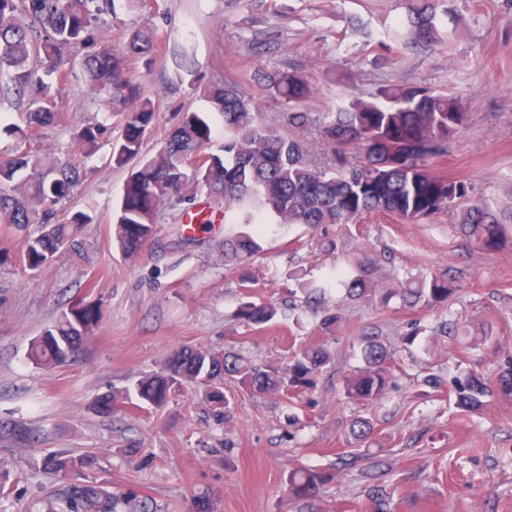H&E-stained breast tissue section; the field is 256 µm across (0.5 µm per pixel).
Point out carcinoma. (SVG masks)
Returning <instances> with one entry per match:
<instances>
[{"mask_svg":"<svg viewBox=\"0 0 512 512\" xmlns=\"http://www.w3.org/2000/svg\"><path fill=\"white\" fill-rule=\"evenodd\" d=\"M445 0H406L404 18L390 34L407 44L430 48L441 43V25L448 17ZM112 0H0V99L15 97L26 103L25 126L8 124L0 130L17 136L25 148L0 152V224L4 232H21L39 225L18 255L0 249V266H20L35 276L60 251L81 254L78 233L92 217L65 208L80 181L81 163L99 149L106 122L120 128L110 161L123 168L139 165L128 175L120 200L112 211V242L127 257L139 254L155 239L160 208L174 198L193 201L204 193L237 211L238 223L264 231V217L281 224H303L317 229L326 224H351L372 212L399 215L412 223L443 212L469 197V187L429 174L425 159L446 151L448 139L463 123L460 100L426 87L389 84L371 99L348 98L319 120L322 138L336 145L333 171L311 166L308 146L259 121L252 100L237 87L213 83L203 88L207 113L224 120V141L213 148L214 132L200 112H182L162 147L145 157L142 147L155 125L153 101L144 96L132 77L129 61L146 58L156 42L155 30L142 25L132 30L121 49L104 36L101 21ZM85 83L105 108V122L81 127L69 145L71 158L48 164L34 149L42 130L52 125L60 108L58 85L74 67L73 52ZM259 80L288 104V126L304 128L314 122L305 103L314 85L298 71L269 73ZM461 231L479 248L495 246L505 223L487 201L476 199L462 209ZM224 257L239 264L244 283L252 280L249 261L262 252L248 233L224 238ZM376 260L366 256L348 266H336L318 279L303 270L289 273L294 289L307 298L323 301L343 290L352 298L373 294L382 307L399 297L410 308H448L458 291L444 273L405 275L395 288H378ZM278 308L271 302L243 301L236 315L249 325L273 321ZM100 303L80 300L63 312L51 328L31 342L27 362L53 369L78 356L84 342L101 323ZM340 312L326 313L319 329L338 332ZM361 365L343 380L345 398L364 408L378 403L402 369L397 351L377 331L358 337ZM326 344L289 347L278 361L257 367L240 353L204 347H181L169 355L163 370L147 374L132 386L98 397L93 410L109 416L126 405L161 409L173 393L191 385L205 391L216 422L224 423L230 401L224 384L250 394L277 393L294 399L316 389L318 378L334 361ZM448 396L455 407L478 413L488 399L512 402V358L489 377L465 370L452 381L430 372L420 380L414 397ZM349 434L357 443L377 441V422L370 414L351 420ZM40 430L13 419L0 420V439L32 444ZM97 456L59 449L47 454L42 465L68 481L63 496L49 512H140L146 504L138 491L117 489L90 476ZM336 477L331 467L312 466L288 472V497L309 509L314 498ZM392 488L370 483L368 499L374 512H391Z\"/></svg>","mask_w":512,"mask_h":512,"instance_id":"obj_1","label":"carcinoma"}]
</instances>
